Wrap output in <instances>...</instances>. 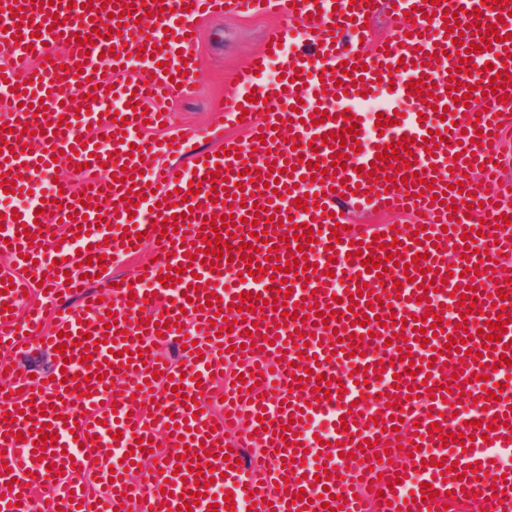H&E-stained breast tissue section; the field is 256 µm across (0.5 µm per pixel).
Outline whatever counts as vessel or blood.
Here are the masks:
<instances>
[{"label":"vessel or blood","instance_id":"1","mask_svg":"<svg viewBox=\"0 0 512 512\" xmlns=\"http://www.w3.org/2000/svg\"><path fill=\"white\" fill-rule=\"evenodd\" d=\"M21 8L17 22L12 8ZM275 8L283 22L273 30L247 70L227 82L224 121L242 124L247 141L222 137L229 156L195 155L182 167L183 140L157 144L149 127L168 122L149 103L163 93L189 87L198 39L195 19L231 12L243 16ZM401 17L388 45L361 53L368 39V16L381 10ZM127 13L118 26L116 13ZM465 31L462 43L448 40L447 13ZM149 17L145 35L138 20ZM498 36L481 44L488 28ZM94 35L85 47L75 35ZM478 46L471 73L458 69L461 46ZM0 52L37 59L35 71L17 77L0 69V99L9 110L0 117V175L8 174L20 192L19 174L50 175L56 152L84 164L85 193L58 179L40 209L22 210L0 234V254L10 256L19 276L0 274V376L9 368L3 352L39 335L53 353L51 382L32 394L27 376L0 379V512H178L196 483L226 485L235 512H463L477 503L483 512H512V468L493 462L491 448L512 450V307L494 305L505 287L503 252L512 250V207L506 183L499 126L512 125V84L493 87L487 65L512 74V12L483 0H0ZM144 61H137V53ZM406 68H399V60ZM348 61L349 73L339 69ZM140 63L137 79L90 99L101 84L102 66ZM460 93L482 101L483 113L453 101L450 78ZM421 82L414 94L412 82ZM387 92L385 116L401 113L400 124L368 127L354 109L358 95ZM44 104L45 116L33 107ZM328 121H321V112ZM356 133H348L349 124ZM56 132H47V125ZM95 134L82 138L86 129ZM442 130L439 147L427 149L429 131ZM343 135L346 166L329 174L332 163L325 134ZM106 145H99L98 135ZM296 138L285 145L284 135ZM412 138L413 173L388 189L381 169L366 173L378 147ZM167 157L160 165L158 157ZM318 168H311V161ZM295 165L294 175L284 172ZM258 178H251V171ZM476 170L480 183L463 182ZM431 192H424L425 181ZM200 184L199 194L189 192ZM462 184V193L453 184ZM245 189L244 206L234 196ZM142 200L125 202L128 190ZM305 197L306 208L295 205ZM176 206L163 207L164 198ZM454 209H447V202ZM406 207L424 222L401 228L397 236L375 241L370 233L342 229L348 211ZM179 215L177 232L160 233L163 219ZM225 214L222 238L239 246L242 237L262 234L267 242L254 253L259 276L246 274L242 260L213 265L188 260L206 218ZM136 219L134 230L122 224ZM315 232L299 243L296 225ZM425 230V240L414 233ZM150 241L158 260L144 281L121 279L110 299L85 296L63 309L52 331L38 334L42 311L19 315L14 307L24 290L38 283L58 292L83 288L84 275H96V258L133 254L139 240ZM475 241L468 249L467 241ZM393 247L396 266L383 275L365 272L363 258L380 256V243ZM363 244L361 254L351 247ZM304 253L316 271L309 282L278 268ZM182 268L174 286L162 283ZM238 284L223 288L225 276ZM434 288L421 292L426 280ZM262 283L260 299H241L247 285ZM369 292L348 308L359 284ZM288 285L285 311L266 308L274 290ZM467 288L475 308L441 307L456 288ZM216 303H208V292ZM304 310H296V303ZM236 312H229L230 304ZM333 312L317 321L315 305ZM168 315L169 328L155 326ZM232 330H224V315ZM117 326L107 333L104 316ZM368 316L365 326L356 316ZM398 325H391V318ZM506 319L502 342L489 348L478 323ZM466 323L465 351L447 349L458 323ZM429 335L420 345L415 325ZM310 336L298 351L300 333ZM187 334L190 344L179 359L163 361L161 344ZM411 352V360L400 357ZM275 355L277 364L266 361ZM97 362V378L74 383L85 372L83 356ZM241 362V378L224 388V416L214 415L207 395L228 358ZM386 368H379V361ZM312 380H305V373ZM67 381H60V374ZM330 397L317 401L321 380ZM496 401H487L489 392ZM330 415L331 428L311 429L312 420ZM49 424L55 445L38 446L33 424ZM242 436L229 440L230 429ZM461 433L464 444H444L440 433ZM131 454L140 474L112 460V448ZM264 452V465L249 457ZM328 480H315L318 470Z\"/></svg>","mask_w":512,"mask_h":512}]
</instances>
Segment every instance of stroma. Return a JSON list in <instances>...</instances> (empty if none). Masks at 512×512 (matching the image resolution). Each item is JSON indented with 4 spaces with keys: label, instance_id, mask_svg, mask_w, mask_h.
Returning <instances> with one entry per match:
<instances>
[{
    "label": "stroma",
    "instance_id": "35a3bbf8",
    "mask_svg": "<svg viewBox=\"0 0 512 512\" xmlns=\"http://www.w3.org/2000/svg\"><path fill=\"white\" fill-rule=\"evenodd\" d=\"M282 21L279 14L257 17L237 15L203 16L195 24L199 39L195 48L196 71L192 91L160 101L163 109L175 111L173 135L187 140L201 151L218 149L217 140L209 139L210 128L220 124L225 102V79L243 67L258 52L270 32ZM221 125V124H220Z\"/></svg>",
    "mask_w": 512,
    "mask_h": 512
}]
</instances>
